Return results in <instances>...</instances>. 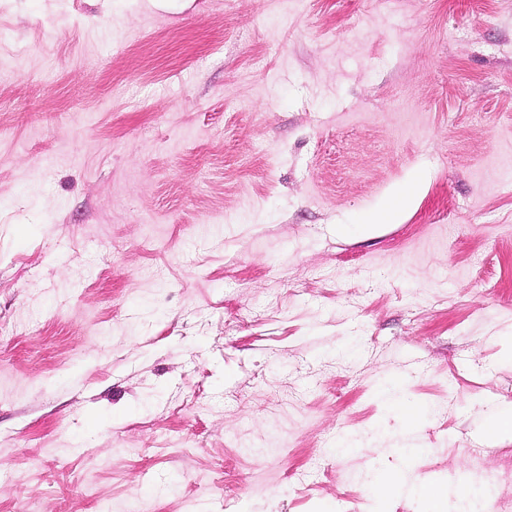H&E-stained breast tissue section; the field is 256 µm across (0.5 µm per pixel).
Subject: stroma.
Masks as SVG:
<instances>
[{"instance_id": "35a3bbf8", "label": "stroma", "mask_w": 512, "mask_h": 512, "mask_svg": "<svg viewBox=\"0 0 512 512\" xmlns=\"http://www.w3.org/2000/svg\"><path fill=\"white\" fill-rule=\"evenodd\" d=\"M0 28V512H377L390 383L416 477L499 467L512 0H0ZM386 403L394 408L405 422L408 433L412 434L417 428V422L424 413V409L411 401L406 400L398 394L395 386L386 387L382 391Z\"/></svg>"}]
</instances>
